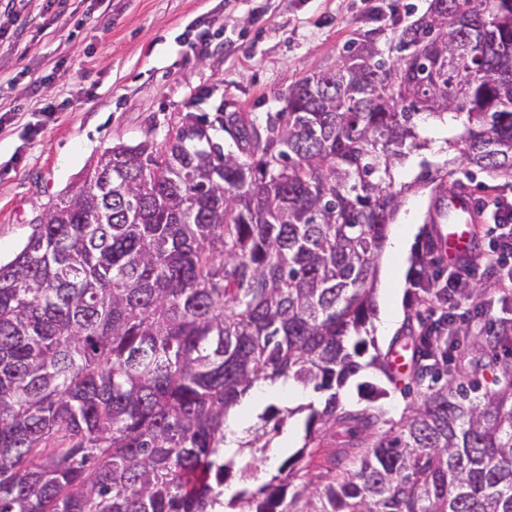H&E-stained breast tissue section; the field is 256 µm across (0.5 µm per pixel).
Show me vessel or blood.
<instances>
[{"mask_svg":"<svg viewBox=\"0 0 512 512\" xmlns=\"http://www.w3.org/2000/svg\"><path fill=\"white\" fill-rule=\"evenodd\" d=\"M480 219L481 214L469 194L458 192L449 195L438 214L436 227L443 255L453 260L471 254L475 234L470 226Z\"/></svg>","mask_w":512,"mask_h":512,"instance_id":"1","label":"vessel or blood"}]
</instances>
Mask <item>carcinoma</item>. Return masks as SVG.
Masks as SVG:
<instances>
[{"label": "carcinoma", "mask_w": 512, "mask_h": 512, "mask_svg": "<svg viewBox=\"0 0 512 512\" xmlns=\"http://www.w3.org/2000/svg\"><path fill=\"white\" fill-rule=\"evenodd\" d=\"M389 51L363 33L264 121L223 109L226 148L190 112L117 144L45 208L0 263V512H224L226 419L290 380L324 398L244 512H512L508 357L481 393L456 340L405 336L428 391L397 421L339 402L367 366L396 383L359 358L416 116L466 111L447 151L512 178V0H429ZM274 413L238 447H267ZM338 429L350 463L315 484L299 464Z\"/></svg>", "instance_id": "cac0c4a2"}]
</instances>
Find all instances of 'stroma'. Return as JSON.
Segmentation results:
<instances>
[{"mask_svg": "<svg viewBox=\"0 0 512 512\" xmlns=\"http://www.w3.org/2000/svg\"><path fill=\"white\" fill-rule=\"evenodd\" d=\"M423 14L428 0H14L9 16H0V107L16 112L0 130V261L23 247L43 207L65 195L104 151L119 143L145 139L162 142L186 113L215 117L224 103L264 119L280 110L289 86L306 76L334 68L344 47L359 33L377 29L392 39L408 16L406 5ZM206 30L210 44L194 46ZM54 114H47V107ZM465 113L448 121L420 119L426 148L410 154L397 168L401 205L393 221L414 224L401 289V314L394 334L368 330L382 356L397 337L417 327L423 308L415 288L421 268L418 254L434 238L433 215L450 188L470 189L476 200L512 198V180L454 162L453 176L441 185L418 181L422 162L440 166L446 142L463 131ZM472 346L456 356L457 377L477 381L482 390L498 389V372L484 368L486 334H472ZM370 383L388 391L381 404L400 418L428 380L406 374L390 384L368 368L339 392L341 402L362 408L368 400L358 389ZM292 408L265 452L242 450L251 463L248 480L230 472L224 497L242 489L257 491L281 462L303 445L305 413L300 400L280 386L251 390L230 423L237 430L254 425L268 406ZM291 447H284L286 437Z\"/></svg>", "mask_w": 512, "mask_h": 512, "instance_id": "35a3bbf8", "label": "stroma"}]
</instances>
